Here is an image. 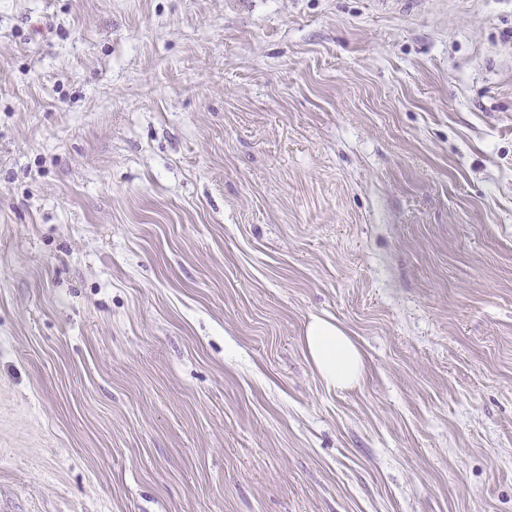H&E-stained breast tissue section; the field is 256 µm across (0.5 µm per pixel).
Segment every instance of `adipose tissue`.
I'll use <instances>...</instances> for the list:
<instances>
[{"label": "adipose tissue", "instance_id": "ef3b65f1", "mask_svg": "<svg viewBox=\"0 0 512 512\" xmlns=\"http://www.w3.org/2000/svg\"><path fill=\"white\" fill-rule=\"evenodd\" d=\"M302 344L308 361L326 387L347 389L362 381L363 351L336 322L312 317L306 324Z\"/></svg>", "mask_w": 512, "mask_h": 512}]
</instances>
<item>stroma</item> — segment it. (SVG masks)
Here are the masks:
<instances>
[{"instance_id": "1", "label": "stroma", "mask_w": 512, "mask_h": 512, "mask_svg": "<svg viewBox=\"0 0 512 512\" xmlns=\"http://www.w3.org/2000/svg\"><path fill=\"white\" fill-rule=\"evenodd\" d=\"M0 512H512V0H0ZM302 344L308 361L327 388L347 389L362 381L363 351L336 322L312 317L306 323Z\"/></svg>"}]
</instances>
